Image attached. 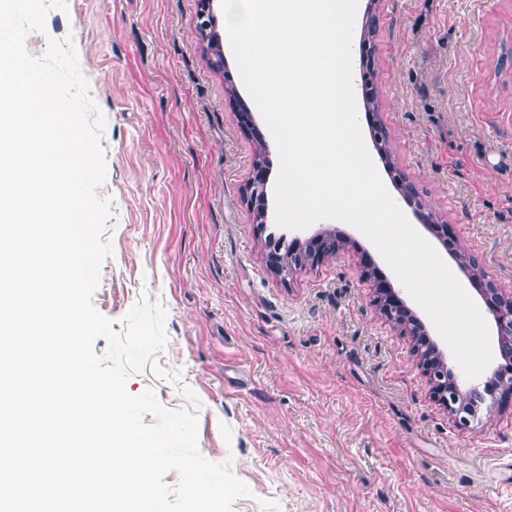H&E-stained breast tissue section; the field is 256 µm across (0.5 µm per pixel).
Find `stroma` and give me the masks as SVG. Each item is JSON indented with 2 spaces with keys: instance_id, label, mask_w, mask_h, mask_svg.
I'll use <instances>...</instances> for the list:
<instances>
[{
  "instance_id": "1",
  "label": "stroma",
  "mask_w": 512,
  "mask_h": 512,
  "mask_svg": "<svg viewBox=\"0 0 512 512\" xmlns=\"http://www.w3.org/2000/svg\"><path fill=\"white\" fill-rule=\"evenodd\" d=\"M374 70L396 166L428 209L512 289V0H378ZM200 0H68L26 48L72 37L106 124L111 202L94 305L125 329L142 299L167 343L126 389L198 408L197 444L251 494L234 512H512V409L456 426L410 337L360 276L373 243L286 281L242 197L253 165L224 76L203 52ZM197 403H190L187 392Z\"/></svg>"
}]
</instances>
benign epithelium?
Here are the masks:
<instances>
[{
	"label": "benign epithelium",
	"instance_id": "1",
	"mask_svg": "<svg viewBox=\"0 0 512 512\" xmlns=\"http://www.w3.org/2000/svg\"><path fill=\"white\" fill-rule=\"evenodd\" d=\"M233 112L239 127L245 134L254 141L265 140L254 113L239 96L233 98ZM267 180V168L256 165L252 167L243 190L251 207L266 203ZM394 181L406 203L415 208V213H420V209L417 208L418 194L406 183L404 174L397 172ZM349 246L351 242L342 235L327 238L319 232L303 241L296 240L289 247L286 256L281 254V247H268L265 264L274 274L286 279L303 268L319 267L340 259L344 252L349 250ZM360 269L361 275L370 283L371 302L380 316L392 327L413 337L412 349L429 385L430 397L457 425L468 426L476 422L486 428L492 427L505 409L512 405V398L505 399V396L512 392V290L500 287L486 275L475 281L477 290L484 299L486 310L502 339L501 362L483 390L473 389L461 399L456 383L448 378L447 367L435 358L434 352H425L426 346L419 343L418 337L425 334L424 328L421 327L415 331L411 329V324L408 322L411 311L399 292L375 269L369 257H360Z\"/></svg>",
	"mask_w": 512,
	"mask_h": 512
}]
</instances>
